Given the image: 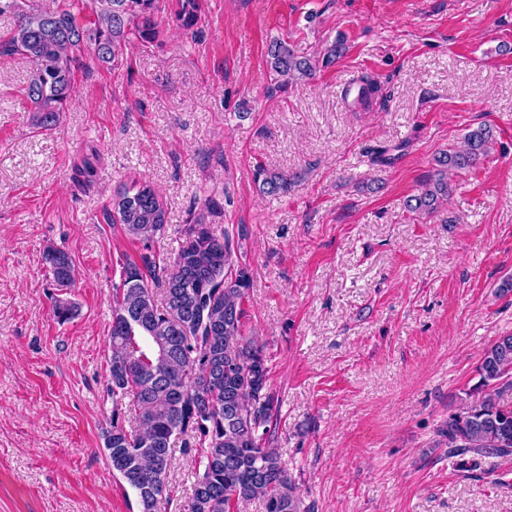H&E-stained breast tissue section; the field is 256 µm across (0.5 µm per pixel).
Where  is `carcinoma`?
Returning a JSON list of instances; mask_svg holds the SVG:
<instances>
[{"mask_svg": "<svg viewBox=\"0 0 512 512\" xmlns=\"http://www.w3.org/2000/svg\"><path fill=\"white\" fill-rule=\"evenodd\" d=\"M90 19L80 24L73 2L61 0L42 12L28 0H0V15L16 23L0 42V55L31 63L24 95L33 125L49 129L74 96L73 71L84 52L101 65L115 66L131 38L151 42L162 25L155 0H81ZM346 52L337 39L319 56H309L284 40L267 50L278 86L310 78ZM492 132L480 126L464 136V145L436 159L437 168L409 197L407 210L430 214L448 201L449 176L489 156ZM290 178L262 165L255 170L261 193L279 196ZM115 211L126 237L143 245L140 262L122 264L113 288L109 337L108 392L112 422L104 432L108 459L120 457L118 475L135 491L145 512L168 509L167 487L173 444L197 452L193 487L186 512H239L261 500L265 512H310L295 481L269 446L270 424L278 403L269 391L264 346L243 333V303L251 288L247 268L235 263L232 236L217 224H190L185 244L170 263L152 251L167 224V211L149 185L119 195ZM54 282L69 288L74 267L57 248L46 251ZM477 395L448 416L441 429L448 458L469 470L483 457L512 458V405L501 402L512 390V335L487 348L477 367ZM138 425H125V412Z\"/></svg>", "mask_w": 512, "mask_h": 512, "instance_id": "carcinoma-1", "label": "carcinoma"}]
</instances>
